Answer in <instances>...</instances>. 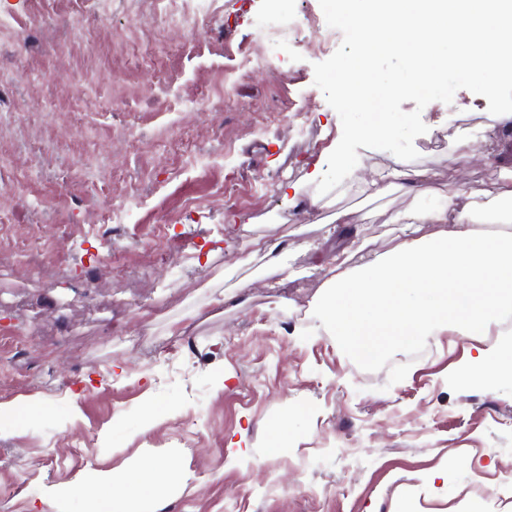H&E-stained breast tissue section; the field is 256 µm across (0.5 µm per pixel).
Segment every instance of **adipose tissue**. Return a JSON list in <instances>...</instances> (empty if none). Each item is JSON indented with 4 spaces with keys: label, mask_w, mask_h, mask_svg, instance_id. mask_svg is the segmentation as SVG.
<instances>
[{
    "label": "adipose tissue",
    "mask_w": 512,
    "mask_h": 512,
    "mask_svg": "<svg viewBox=\"0 0 512 512\" xmlns=\"http://www.w3.org/2000/svg\"><path fill=\"white\" fill-rule=\"evenodd\" d=\"M404 185L419 195L428 191L423 172L405 168L365 179L362 191L380 198ZM509 203L511 189L453 191L435 207L393 215L403 239L388 254L354 267L350 253H337L339 273L327 281L328 294L319 308L329 335L366 363L442 329L490 335L512 314V234L485 236L475 226L492 215L511 224L512 214L504 210ZM424 224L439 230L421 235ZM456 378L488 387L512 385V336L480 350ZM184 477L167 463L151 460L119 473L87 469L68 492L89 503L90 512H141L144 505L159 504Z\"/></svg>",
    "instance_id": "ef3b65f1"
}]
</instances>
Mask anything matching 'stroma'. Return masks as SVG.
I'll list each match as a JSON object with an SVG mask.
<instances>
[{"mask_svg":"<svg viewBox=\"0 0 512 512\" xmlns=\"http://www.w3.org/2000/svg\"><path fill=\"white\" fill-rule=\"evenodd\" d=\"M196 8L0 0V403L50 406L0 431V512H83L77 475L150 458L188 475L159 512H469L477 484L484 512H512V387L454 377L493 337L443 330L367 364L317 307L337 251L388 253L391 214L499 182L512 136L461 89L422 112L427 195L371 200L352 174L318 196L342 135L319 32L256 40L268 0L173 23ZM256 237L273 256H249Z\"/></svg>","mask_w":512,"mask_h":512,"instance_id":"stroma-1","label":"stroma"}]
</instances>
